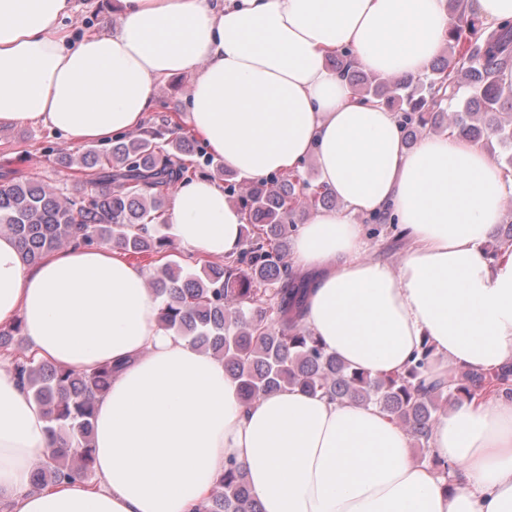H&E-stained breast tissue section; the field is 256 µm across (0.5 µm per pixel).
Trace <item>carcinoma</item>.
I'll return each mask as SVG.
<instances>
[{
	"instance_id": "obj_1",
	"label": "carcinoma",
	"mask_w": 512,
	"mask_h": 512,
	"mask_svg": "<svg viewBox=\"0 0 512 512\" xmlns=\"http://www.w3.org/2000/svg\"><path fill=\"white\" fill-rule=\"evenodd\" d=\"M456 19L448 54L439 55L428 73L391 83L361 71L351 52L334 55L335 69L354 94L395 110L406 143L418 133L451 129L482 141L499 136L512 141V20L492 31L467 13L464 0H448ZM460 103L462 109L452 106ZM169 119L150 122L132 135L112 138L108 148L87 147L61 156L62 164L88 172L87 186L67 196L41 183L0 175V234L13 236L22 261L31 265L63 246L116 243L129 255L166 259L148 288L161 298L162 328L224 361L239 381L248 405L283 386L321 394L332 401L375 404L394 416L409 436L425 445L445 405L478 393H512V367L493 373L453 370L428 380L432 354L424 344L405 372L372 378L346 366L326 351L303 326L306 278L284 262L285 245L297 229L300 209L326 205L334 198L320 184L291 171L273 175L240 199L247 229L241 251L201 272L171 258L158 227L166 223L168 194L179 183L213 166V159L193 141L167 139ZM370 235L390 230L388 249L405 240L396 217L387 213L367 220ZM21 323L0 327V355L21 387L45 408L49 431L60 446L33 466L30 484L38 492L65 480L93 478V420L96 403L110 388L112 366L76 372L12 353ZM195 512H261L240 466L232 459L224 475Z\"/></svg>"
}]
</instances>
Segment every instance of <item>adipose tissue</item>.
Returning <instances> with one entry per match:
<instances>
[{"label": "adipose tissue", "instance_id": "adipose-tissue-1", "mask_svg": "<svg viewBox=\"0 0 512 512\" xmlns=\"http://www.w3.org/2000/svg\"><path fill=\"white\" fill-rule=\"evenodd\" d=\"M116 28L80 36L73 0H0V128L43 124L72 144L143 127L157 84L193 74L192 130L258 184L315 159L341 209L316 211L293 266L313 274L303 322L328 352L385 377L422 344L447 366L512 365V246L488 256L512 175L447 132L405 145L394 113L330 70L350 49L385 77L425 73L454 20L447 0H119ZM392 211L410 242L400 266L364 256L357 219ZM169 234L221 260L244 214L223 183L179 184ZM146 273L116 245L23 263L0 235V324L20 320L36 358L82 372L113 365L94 419V479L32 493L52 441L44 410L0 368V499L13 512H193L241 466L262 512H512V394L462 399L428 440L443 472L414 462L377 406L285 387L243 405L222 360L164 330Z\"/></svg>", "mask_w": 512, "mask_h": 512}]
</instances>
